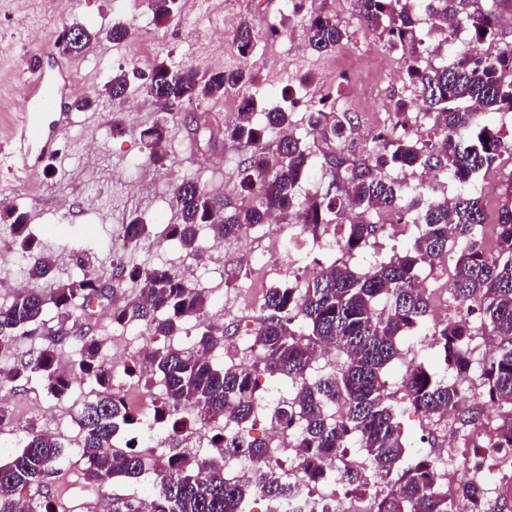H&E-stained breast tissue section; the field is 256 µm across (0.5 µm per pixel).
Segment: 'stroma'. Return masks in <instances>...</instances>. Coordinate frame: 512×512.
I'll use <instances>...</instances> for the list:
<instances>
[{"label":"stroma","mask_w":512,"mask_h":512,"mask_svg":"<svg viewBox=\"0 0 512 512\" xmlns=\"http://www.w3.org/2000/svg\"><path fill=\"white\" fill-rule=\"evenodd\" d=\"M295 0H226L221 11L208 12L199 0H177V16L169 24L153 21L148 0H27L32 37L26 44L0 39V100L21 93L18 75L25 61L41 57L44 68L55 58L54 43L59 33L73 23L105 31L112 24L130 25L134 34L150 29V60L164 59L176 67L191 66L205 71L212 59L234 70L248 67L253 80L246 92L257 102L256 123L284 98L318 97L331 91L334 99L346 102L357 124L383 130L396 117L393 107L405 101L406 117L423 115V102L413 93L404 75L400 53L386 42L371 40L359 20L353 0H338L337 16L350 33L349 41L331 53L312 48L297 52L288 33L300 26L294 11ZM248 23L259 35L250 58L230 48L224 33L240 23ZM280 30L270 40L271 30ZM373 50L383 70L355 68L359 54ZM134 61L129 42L100 39L82 54L71 57L74 76L98 75L107 81L113 70ZM73 123L58 141L55 166L61 177L38 171L30 187L15 183L8 162L0 156V199H20V212L26 214L29 229L39 239L43 252L54 262V278L76 274L79 259L89 260L100 274H108L113 258L145 267L164 265L181 274L194 268L196 284L207 290V316L223 326H237L234 336L224 341L215 357L220 363L243 359L248 344L246 333L257 322L264 291L270 285L291 286L297 275L317 265H330L339 259V250L316 246V238H329L332 228H319L317 234L289 229L287 235L272 233L266 226L253 228L249 235L212 248L201 258L186 256L174 242L165 238L166 225L175 223L177 209L172 187L183 178L197 179L209 192L223 196L230 205L247 203L248 196L238 188V166L246 147L217 140L207 141L195 134L182 119L170 120L169 148L162 165H154L140 140L139 129L160 118V107L138 86H130L123 104L100 100L96 109L72 112ZM294 135L309 153L305 175L297 188L299 199L334 193L336 178L324 156L343 149V142H323L307 122V113L294 112ZM512 177V165L501 164L488 175L474 178L465 189L481 195L488 221L478 227L486 246L494 244L492 225L506 201L504 185ZM424 196L440 198L457 195L463 187L448 174L423 170L416 182ZM148 224V240L126 248L115 241V232L133 218ZM456 251L425 267L421 278L430 285L429 312L402 337L401 356L387 368L385 377L392 390H399L410 362H422L434 372L445 374L446 366L433 342L432 332L440 312L451 309L448 290L456 262ZM236 281H228V274ZM135 294L134 288L119 289L113 299L93 304L90 327L102 343L101 358L116 370L114 383L140 397L141 382L123 374V364L136 360L138 352L151 338L148 327L131 323L118 327L111 322L113 308L122 306ZM6 399L10 420L0 425V461H9L33 429L50 431L62 445L54 488L65 512H99L104 495L143 496L151 488L152 478L118 481L108 493L87 483L82 474L80 438L75 423L80 404L91 397L90 385L74 383L67 397L56 399L47 394L38 379H30L0 388Z\"/></svg>","instance_id":"35a3bbf8"}]
</instances>
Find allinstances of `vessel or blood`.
<instances>
[{"label": "vessel or blood", "instance_id": "obj_1", "mask_svg": "<svg viewBox=\"0 0 512 512\" xmlns=\"http://www.w3.org/2000/svg\"><path fill=\"white\" fill-rule=\"evenodd\" d=\"M71 93L69 64H58L53 71L40 65L31 69L25 91L27 110L1 136L11 148L19 172L35 174L53 154L59 132L69 124L70 115L65 112L64 103Z\"/></svg>", "mask_w": 512, "mask_h": 512}]
</instances>
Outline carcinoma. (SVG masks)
I'll list each match as a JSON object with an SVG mask.
<instances>
[{"mask_svg":"<svg viewBox=\"0 0 512 512\" xmlns=\"http://www.w3.org/2000/svg\"><path fill=\"white\" fill-rule=\"evenodd\" d=\"M176 0H151L153 19L168 23L176 16ZM368 30L401 52L409 83L428 107L432 137L413 139L399 117L406 103H396V126L380 132L376 140L384 152L364 161L343 153L325 155L336 176V194L297 200V187L307 169L308 154L290 132L294 112L274 107L264 113L259 125L253 115L256 103L243 96L244 108L224 126V140L246 143L251 153L240 163L239 187L252 195L246 205L227 209L223 197L209 194L191 178L173 189L179 220L167 225V239L195 258L226 240L236 239L248 227L266 223L267 215L279 213L286 223L300 225L302 232L317 236L318 229L334 220L344 221L339 249L352 255L386 234L381 217L398 220L416 212L413 243L393 253L365 272L338 259L316 270L295 286H273L266 290L259 325L247 346L250 363L219 366L212 352L224 344V330L207 321L206 291L190 285L163 265L141 268L121 258L112 261V271L103 278L79 261L80 272L59 281L44 292L20 288L0 304V353L10 351L17 337L41 336L45 344L29 359L0 367V387L36 376L47 393L66 397L75 380L94 387V397L84 401L76 413L81 437V459L85 479L105 488L124 479H137L148 458L134 449H117L113 439L120 426L133 421L123 395L113 388L112 366L100 360L101 343L85 330L72 335L70 323L78 310L88 314L95 300L109 299L126 283L137 286V296L112 311V323L125 326L144 322L156 337L147 360L153 375L145 386L161 382L154 411L173 434L189 428H209L211 454L174 451L151 465L153 496L150 512H246L249 499L259 494L271 502L284 503L293 489L279 475L278 460L267 439L251 431L265 409L259 378L286 379L293 388L277 403L270 424L291 436L302 449L297 468L302 471L307 495L323 482L341 487L367 488L382 485L373 496L369 512H453L448 488L436 475L429 459H408L403 429L395 412V393L384 379V369L400 356L397 342L402 332L415 326L428 313L429 302L420 288L419 270L457 249L453 281L456 304L473 307L478 318L456 315L434 325L432 336L453 372L440 378L423 363H414L406 373L402 400L429 423L442 412L451 416L456 432L481 423V405L460 409L464 384L472 360L469 343L475 334L497 338L495 355L482 366L484 394L497 405L498 423L492 436L496 447L512 450V202L502 205L496 217V248L489 251L476 227L486 223L483 199L461 191L453 205L441 199H423L417 188L405 190L392 180L387 168L416 169L436 166L449 172L460 185L480 173L498 167L512 140L477 121L478 112H512V41L502 38L498 19L502 11L512 13V0H354ZM423 12L431 24L449 18H464L474 31V48L446 64H434L441 46L424 45L419 36ZM309 46L317 52L333 51L349 41L346 28L336 18L310 10L300 21ZM76 35H58L56 45L64 53L80 52L98 34L78 23ZM234 40L243 58L256 43V33L241 24ZM138 69L120 67L105 85L104 96L123 101ZM244 67L236 72H201L193 67L175 68L162 60L143 79L145 94L162 105L167 115L205 98L228 91H242L251 82ZM308 125L326 142L347 139L354 119L342 112L329 120L325 105L311 108ZM139 137L154 161L167 155L168 128L161 121L139 131ZM0 223L9 228L11 245L34 262L29 279L46 278L51 260L39 253L38 240L29 232L23 213L0 212ZM133 242L150 237L149 225L132 219L121 225ZM390 300V308L376 307L379 297ZM54 310V320L46 319ZM194 322V346L172 344L183 325ZM76 339L79 360L76 369L64 372L57 365L56 346ZM322 344L336 352L337 367L315 374L311 351ZM355 442L363 465L324 470L327 460H340V449ZM242 456L252 463L249 476L224 469L223 452ZM61 456L54 435L31 431L22 450L0 463V512H58L51 477ZM35 489L28 500L15 497L18 489ZM455 499L468 503L469 512H485L480 487L464 482ZM135 497H109L107 512H139Z\"/></svg>","mask_w":512,"mask_h":512,"instance_id":"1","label":"carcinoma"}]
</instances>
